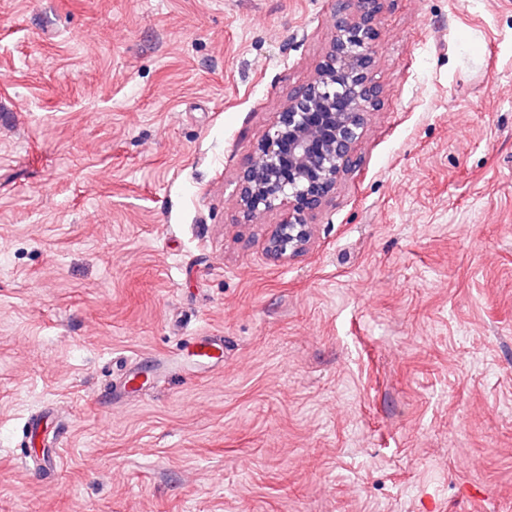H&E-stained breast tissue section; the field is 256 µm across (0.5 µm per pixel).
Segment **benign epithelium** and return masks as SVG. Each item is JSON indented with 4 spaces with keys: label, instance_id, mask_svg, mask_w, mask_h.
Masks as SVG:
<instances>
[{
    "label": "benign epithelium",
    "instance_id": "7a95c632",
    "mask_svg": "<svg viewBox=\"0 0 512 512\" xmlns=\"http://www.w3.org/2000/svg\"><path fill=\"white\" fill-rule=\"evenodd\" d=\"M381 0H335L334 36L313 78L288 93L281 112L238 180V198L254 218L283 204L292 216L272 230L267 251L276 258L304 252L311 240L307 215L319 209L338 177L356 166L355 144L379 90L373 22Z\"/></svg>",
    "mask_w": 512,
    "mask_h": 512
}]
</instances>
